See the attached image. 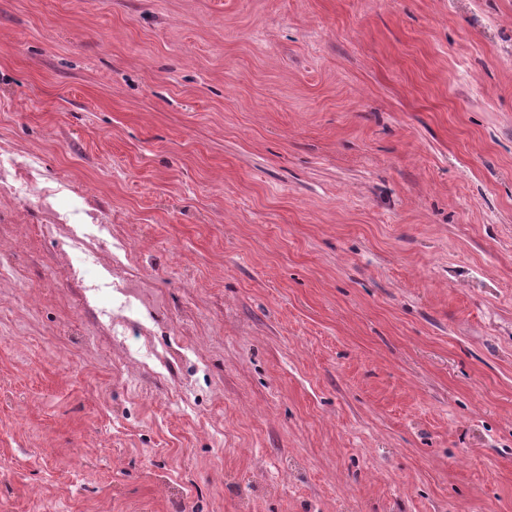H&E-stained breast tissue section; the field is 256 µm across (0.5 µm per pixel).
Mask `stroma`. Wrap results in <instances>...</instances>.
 Instances as JSON below:
<instances>
[{
  "instance_id": "35a3bbf8",
  "label": "stroma",
  "mask_w": 512,
  "mask_h": 512,
  "mask_svg": "<svg viewBox=\"0 0 512 512\" xmlns=\"http://www.w3.org/2000/svg\"><path fill=\"white\" fill-rule=\"evenodd\" d=\"M1 243L0 512H512V0H0Z\"/></svg>"
}]
</instances>
